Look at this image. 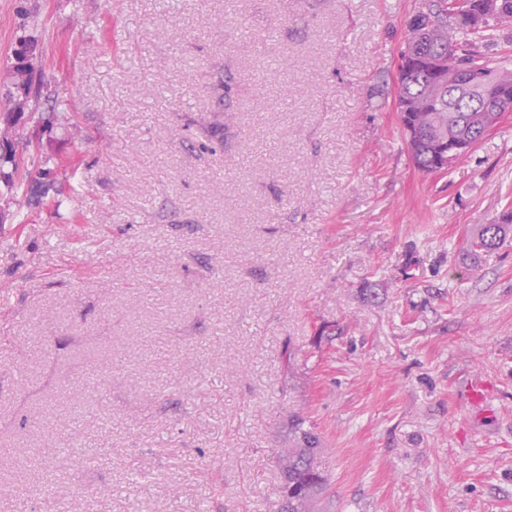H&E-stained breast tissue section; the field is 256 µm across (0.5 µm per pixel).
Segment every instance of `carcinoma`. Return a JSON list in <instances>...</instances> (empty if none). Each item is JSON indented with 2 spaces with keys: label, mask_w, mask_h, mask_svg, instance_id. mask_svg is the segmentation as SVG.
<instances>
[{
  "label": "carcinoma",
  "mask_w": 512,
  "mask_h": 512,
  "mask_svg": "<svg viewBox=\"0 0 512 512\" xmlns=\"http://www.w3.org/2000/svg\"><path fill=\"white\" fill-rule=\"evenodd\" d=\"M429 0L411 18L406 46L401 56L420 58L397 88L400 120L403 128H412L417 137L410 151L416 167L423 172H439L434 143L438 140L482 139V118L489 112L512 108V69L494 63L477 50L490 27L512 23V0ZM5 100L14 103L21 90L28 89L34 77L11 63ZM29 172L23 155L10 145L0 151V184L7 193L25 194L36 202L58 188L51 172H42L41 180L27 184ZM512 232V208L495 224H484L471 239L475 251L490 253L502 237ZM290 447L280 455L281 486L275 512H314L326 493L329 478L325 458L327 449L319 437L303 428L300 420L288 426Z\"/></svg>",
  "instance_id": "1"
}]
</instances>
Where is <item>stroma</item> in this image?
Returning <instances> with one entry per match:
<instances>
[{
    "instance_id": "obj_1",
    "label": "stroma",
    "mask_w": 512,
    "mask_h": 512,
    "mask_svg": "<svg viewBox=\"0 0 512 512\" xmlns=\"http://www.w3.org/2000/svg\"><path fill=\"white\" fill-rule=\"evenodd\" d=\"M420 4L0 0V83L37 19L27 129L77 189L0 201V512H271L296 417L325 512H512V234L467 247L512 112L415 167Z\"/></svg>"
}]
</instances>
